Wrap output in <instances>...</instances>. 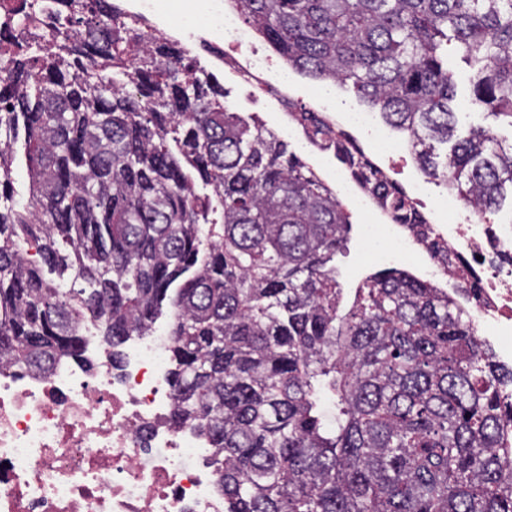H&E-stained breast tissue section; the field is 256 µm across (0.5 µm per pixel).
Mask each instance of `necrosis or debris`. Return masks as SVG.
<instances>
[{"label": "necrosis or debris", "mask_w": 512, "mask_h": 512, "mask_svg": "<svg viewBox=\"0 0 512 512\" xmlns=\"http://www.w3.org/2000/svg\"><path fill=\"white\" fill-rule=\"evenodd\" d=\"M216 33L231 43L210 51L212 67L288 99L290 79L256 46L230 0H209ZM448 221L434 238L462 258L476 282L465 311L500 363L512 366V225L483 224L453 194L439 197ZM393 252L418 256L426 278L451 283L415 231L396 230ZM82 359H62L39 375L0 369V512H224L210 441L171 422L168 325L129 340L109 360L92 323Z\"/></svg>", "instance_id": "1"}]
</instances>
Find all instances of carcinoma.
Returning <instances> with one entry per match:
<instances>
[{"label":"carcinoma","instance_id":"1","mask_svg":"<svg viewBox=\"0 0 512 512\" xmlns=\"http://www.w3.org/2000/svg\"><path fill=\"white\" fill-rule=\"evenodd\" d=\"M479 215L512 201V0H232ZM180 46L112 0H0V365L112 361L169 312L174 422L211 439L224 512H512V368L457 294L404 269L344 295L343 201ZM291 115L393 224H425L345 131ZM26 167L21 192L14 171ZM448 66L454 73L457 100L465 103L471 94L470 70L461 55L456 54L451 45H448ZM461 112H466L462 114V121L466 123L493 125L498 129L500 134L508 137L510 140V127L508 126L506 118L501 117L498 120H495L493 117L486 118V114L483 113V111L469 107L461 108Z\"/></svg>","mask_w":512,"mask_h":512}]
</instances>
